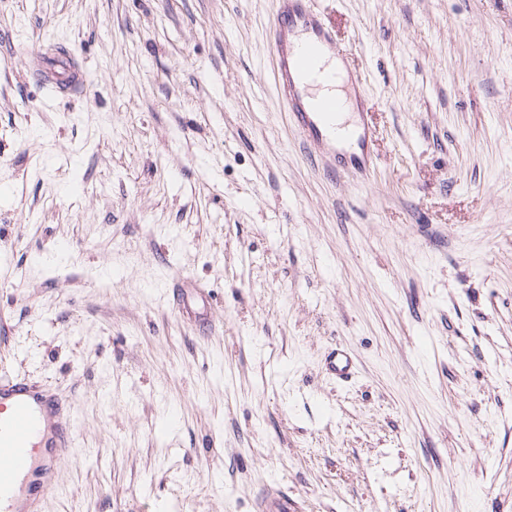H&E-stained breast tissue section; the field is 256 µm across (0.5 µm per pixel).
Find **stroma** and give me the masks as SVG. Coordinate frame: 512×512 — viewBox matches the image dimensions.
Here are the masks:
<instances>
[{
    "label": "stroma",
    "mask_w": 512,
    "mask_h": 512,
    "mask_svg": "<svg viewBox=\"0 0 512 512\" xmlns=\"http://www.w3.org/2000/svg\"><path fill=\"white\" fill-rule=\"evenodd\" d=\"M320 8L365 185L280 108L273 0H0V362L76 412L42 512H512V0ZM58 62L65 69L67 76L60 80L45 70L44 64H38L34 68L35 74L40 78L42 83L54 87L57 91H64L67 87L83 82V73L81 68L74 65L70 56L60 53ZM323 371L329 378L341 384L353 382L358 374L353 354L341 344H336V346L326 351L323 360ZM261 512H293L294 504L283 491H270L258 503Z\"/></svg>",
    "instance_id": "obj_1"
}]
</instances>
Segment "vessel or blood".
Masks as SVG:
<instances>
[{"label":"vessel or blood","instance_id":"1","mask_svg":"<svg viewBox=\"0 0 512 512\" xmlns=\"http://www.w3.org/2000/svg\"><path fill=\"white\" fill-rule=\"evenodd\" d=\"M270 55L277 93L303 148L321 157L327 168L339 165L367 178L377 165L373 130L365 120L341 117L344 102L334 92L337 72L327 62L345 63L347 53L325 24L316 0H274ZM59 63L65 79L41 64L34 72L59 91L82 82V70L70 56L60 54ZM323 371L341 384L353 382L358 374L353 354L341 344L326 351ZM74 422V409L51 387L0 375V512H38L39 496L51 485L36 488L29 478L51 473L73 451Z\"/></svg>","mask_w":512,"mask_h":512}]
</instances>
